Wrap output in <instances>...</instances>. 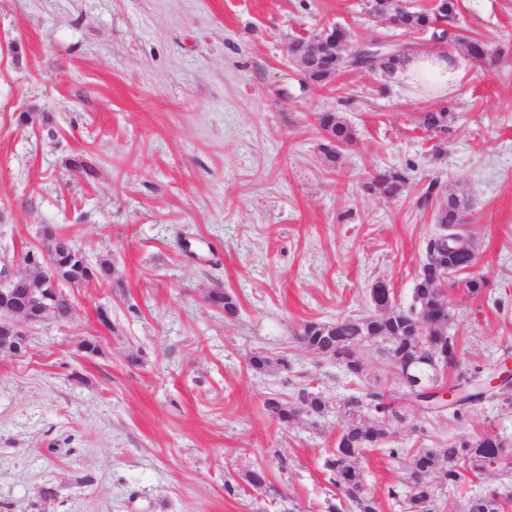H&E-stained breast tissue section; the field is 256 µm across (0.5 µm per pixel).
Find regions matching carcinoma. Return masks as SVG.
I'll return each mask as SVG.
<instances>
[{
	"mask_svg": "<svg viewBox=\"0 0 512 512\" xmlns=\"http://www.w3.org/2000/svg\"><path fill=\"white\" fill-rule=\"evenodd\" d=\"M459 0H434L425 8L404 9L398 0H369L371 12L390 18L399 27L420 32L436 25L446 29L439 37L453 40L455 34L448 29L456 17ZM359 44H351L349 32L342 27L333 28L324 38H298L291 42L289 54L296 61L305 63L304 76L313 85L324 87L343 69L367 72H380L392 75L404 62L405 54L398 52L386 56H367L357 53ZM315 122L326 133L327 142L323 154L328 165L338 163L337 145L354 141L351 129L334 112L314 114ZM451 113L443 108L438 112L422 113L419 122L427 131L443 132L448 130ZM409 176L398 170L380 171L371 176L367 188L375 194L385 197L398 195ZM426 196L439 199L436 220L440 225L461 223V214L466 205L457 197L449 195L439 197L436 183H430ZM466 243L459 247L454 242L436 234L426 245V252L433 262L422 264L416 275L412 300L406 305L392 301L388 304L381 300L377 289L369 288V300L374 311L363 316L346 315L334 322L309 320L304 322L294 336V342L308 347L320 354L327 353L338 360L346 374L359 378L363 373L362 351L370 346L385 357L387 367L408 369L413 383L432 387L438 384L440 367L456 368L460 363L458 337L451 333L455 319L448 318V305L445 293V281L454 274L461 275L477 263L475 242L468 231H463ZM47 250L58 255L57 273L64 281L81 280L121 287L114 280L112 260L105 258L88 268L76 255L67 251L59 236L45 235ZM44 274L43 268L36 263L26 264V274L15 281L14 288L21 293L38 284ZM210 306L224 311V317L234 319L239 314L236 297L226 291L210 292L206 296ZM53 315L58 321L71 318L70 295L58 297L53 305ZM289 370V361L285 356L272 359L257 352L248 360V368L256 374H263L273 367ZM482 377L481 371L475 374H459L448 385V390L464 392L471 389ZM396 379L402 384V393L393 398L381 390L366 389L358 395H349L336 401V412L343 415V424L338 429L339 436L325 460V468L331 472L332 484L340 489L351 502L355 512H377L374 499L364 492L365 470L360 455L369 448H376L386 442L391 429L405 421L402 407L398 405L410 395V384L401 376ZM267 415L279 424L287 427L301 416L320 418L331 409L330 401L324 394L308 384L296 385V395L288 401L276 397L265 401ZM373 411L376 418L369 419L366 412ZM505 440L479 437L472 441H453L440 450L423 449L412 457L411 469L406 478L409 484L405 495V512H433L435 489L427 477L438 473L441 483L448 486L457 484L461 478V469L473 471L482 469L488 462L507 452ZM512 508V489L491 491L474 498L467 512H507Z\"/></svg>",
	"mask_w": 512,
	"mask_h": 512,
	"instance_id": "obj_1",
	"label": "carcinoma"
}]
</instances>
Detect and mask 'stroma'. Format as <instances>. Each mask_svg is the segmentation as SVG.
I'll use <instances>...</instances> for the list:
<instances>
[{"label":"stroma","mask_w":512,"mask_h":512,"mask_svg":"<svg viewBox=\"0 0 512 512\" xmlns=\"http://www.w3.org/2000/svg\"><path fill=\"white\" fill-rule=\"evenodd\" d=\"M368 0H0V259L13 272L56 226L90 262L111 259L120 287L71 289L67 322L44 321L29 353L0 352V512H328L340 493L323 463L342 418L284 427L264 402L302 376L327 399L401 391L374 348L359 379L293 341L308 320L370 313L372 281L407 304L438 231L430 182L468 203L481 297L452 288L464 368L512 355V0H460L457 39L395 34ZM367 42L393 35L460 63L441 102L394 79L340 72L309 83L288 53L333 26ZM483 42L471 59L465 42ZM448 107L430 137L420 113ZM355 133L337 168L323 162L318 112ZM50 112L55 136L19 120ZM79 158L96 172L70 168ZM408 171L400 195L368 174ZM232 292L237 319L210 307ZM109 325L97 320L99 309ZM98 345L84 351V341ZM256 352L290 371L256 375ZM137 362H130V355ZM408 424L362 456L378 512H402L407 462L390 449L437 450L484 435L512 444V410L489 400ZM265 469L270 488L243 476ZM512 483V453L437 491L466 512Z\"/></svg>","instance_id":"35a3bbf8"}]
</instances>
